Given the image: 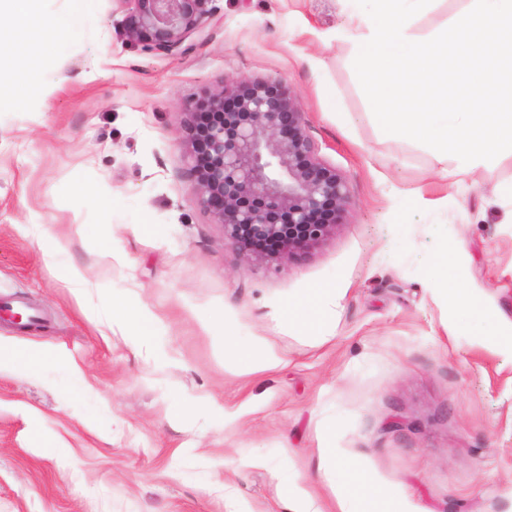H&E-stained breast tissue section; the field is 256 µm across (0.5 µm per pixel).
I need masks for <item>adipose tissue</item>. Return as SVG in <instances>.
I'll return each instance as SVG.
<instances>
[{
  "instance_id": "obj_1",
  "label": "adipose tissue",
  "mask_w": 512,
  "mask_h": 512,
  "mask_svg": "<svg viewBox=\"0 0 512 512\" xmlns=\"http://www.w3.org/2000/svg\"><path fill=\"white\" fill-rule=\"evenodd\" d=\"M455 245L441 243L434 262L437 270L431 286L453 306L465 309L474 322L475 335L512 356V320H506L497 309L491 308L475 292L465 287L463 275L457 265ZM341 294L338 289L314 285L306 289L298 300L284 305L280 320L286 325H299L318 336L328 335ZM378 503V512H398L386 492L368 481L361 473L351 472L349 491L339 498V512H367L366 502Z\"/></svg>"
}]
</instances>
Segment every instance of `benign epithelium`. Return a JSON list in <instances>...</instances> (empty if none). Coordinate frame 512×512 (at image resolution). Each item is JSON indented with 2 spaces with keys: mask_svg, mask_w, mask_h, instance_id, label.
<instances>
[{
  "mask_svg": "<svg viewBox=\"0 0 512 512\" xmlns=\"http://www.w3.org/2000/svg\"><path fill=\"white\" fill-rule=\"evenodd\" d=\"M127 31L149 50L184 53L201 38L214 0H116ZM191 201L224 226L248 262L282 263L336 233L351 205L345 177L324 163L302 109L278 80H241L188 113Z\"/></svg>",
  "mask_w": 512,
  "mask_h": 512,
  "instance_id": "benign-epithelium-1",
  "label": "benign epithelium"
}]
</instances>
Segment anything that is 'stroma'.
<instances>
[{"instance_id":"obj_1","label":"stroma","mask_w":512,"mask_h":512,"mask_svg":"<svg viewBox=\"0 0 512 512\" xmlns=\"http://www.w3.org/2000/svg\"><path fill=\"white\" fill-rule=\"evenodd\" d=\"M70 6L42 0L41 90L0 108V302L41 315L0 321V345L53 357L0 366V512H286L284 464L338 512L326 448L413 512H512V359L452 333L431 287L452 237L468 282L512 318V202L493 191L512 156L457 186L425 145L383 132L345 51L319 39L339 0H215L176 56L130 38L115 0L57 34ZM241 78L289 86L347 178L335 235L289 262H246L190 200L186 114ZM452 191L447 208L409 203ZM316 283L343 294L326 338L279 322ZM116 301L161 331L114 330ZM257 343L279 362L250 373L237 353Z\"/></svg>"}]
</instances>
